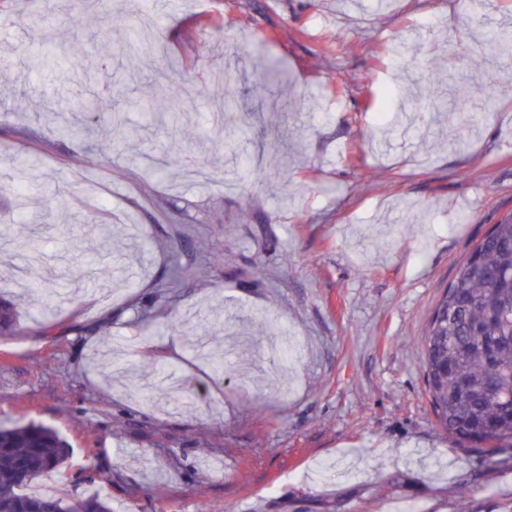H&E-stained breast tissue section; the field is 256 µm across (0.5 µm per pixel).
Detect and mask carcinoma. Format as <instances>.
Returning a JSON list of instances; mask_svg holds the SVG:
<instances>
[{"instance_id":"cac0c4a2","label":"carcinoma","mask_w":512,"mask_h":512,"mask_svg":"<svg viewBox=\"0 0 512 512\" xmlns=\"http://www.w3.org/2000/svg\"><path fill=\"white\" fill-rule=\"evenodd\" d=\"M484 41L502 58H512V30L487 27ZM262 84L285 83L280 61L265 57ZM512 85L505 69L483 87L492 102ZM169 103L186 97L204 98L207 88L182 73L168 76ZM119 113H101L92 100L85 112L58 128L64 136L102 131L105 143L126 135ZM46 206L69 209L60 191L45 192ZM17 308L0 295V335L16 328ZM424 368L438 424L448 435L493 454H512V215L504 217L469 251L446 293L436 305L423 337ZM212 371L230 374L234 366L218 350L209 356ZM70 449L56 430L34 423L0 425V512H114L99 494L80 500L54 493L41 495L27 487L60 472Z\"/></svg>"}]
</instances>
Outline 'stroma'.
Returning a JSON list of instances; mask_svg holds the SVG:
<instances>
[{"mask_svg":"<svg viewBox=\"0 0 512 512\" xmlns=\"http://www.w3.org/2000/svg\"><path fill=\"white\" fill-rule=\"evenodd\" d=\"M44 16L48 30L29 28ZM144 18L157 48L137 68L119 47ZM0 24V234L35 215L6 190L22 154L35 159L24 177L33 199L61 188L112 243L97 254L94 232L55 214L35 228L36 287L18 275L25 252L0 249V291L19 311L0 335V421L68 442L82 478L49 484L100 493L116 512H458L466 484L469 512H512V457L486 461L438 427L421 360L459 263L512 214V87L485 106L502 60L489 46L478 61L458 58V40H481L483 27L463 0H110L105 13L59 17L48 0H0ZM395 38L420 44L421 72L448 110L427 126H379L368 143L385 107L412 106L411 77L385 52ZM20 45L62 57L84 48L105 110L124 113L135 136L92 162L97 135L61 136L39 115L42 102L85 98L81 71L27 72ZM263 53L281 60L286 86L260 83ZM227 62L235 82L209 93L241 115L235 155L205 138L209 108L196 99L176 106V126H144L142 103L166 97L161 72L199 77ZM30 83L39 100L26 98ZM173 138L206 180L148 161ZM247 158L267 164L262 182L249 181ZM174 258L187 270L176 282ZM212 307L224 311L231 378L189 347ZM179 320L186 329L169 331ZM158 361L195 387L194 404L143 399Z\"/></svg>","mask_w":512,"mask_h":512,"instance_id":"1","label":"stroma"}]
</instances>
